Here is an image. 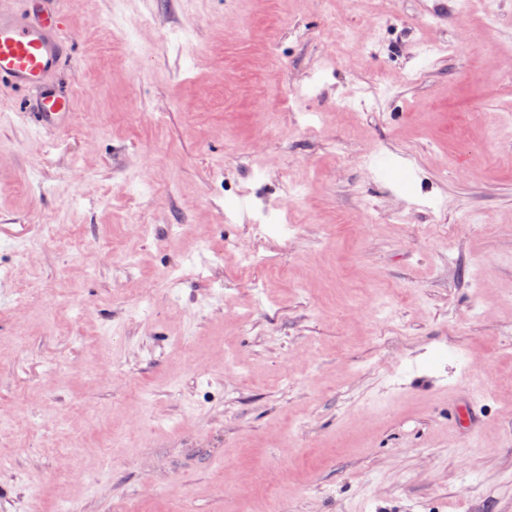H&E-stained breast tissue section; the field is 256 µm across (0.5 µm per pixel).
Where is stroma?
<instances>
[{
	"mask_svg": "<svg viewBox=\"0 0 512 512\" xmlns=\"http://www.w3.org/2000/svg\"><path fill=\"white\" fill-rule=\"evenodd\" d=\"M58 7L72 126L0 89V512H512V0L477 44L426 0Z\"/></svg>",
	"mask_w": 512,
	"mask_h": 512,
	"instance_id": "1",
	"label": "stroma"
}]
</instances>
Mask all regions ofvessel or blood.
<instances>
[{
  "mask_svg": "<svg viewBox=\"0 0 512 512\" xmlns=\"http://www.w3.org/2000/svg\"><path fill=\"white\" fill-rule=\"evenodd\" d=\"M66 27L64 13L46 19L0 2V84L43 88L40 103L26 113L25 119L51 136L69 127L74 117L72 100L48 85L70 54L71 44L64 36Z\"/></svg>",
  "mask_w": 512,
  "mask_h": 512,
  "instance_id": "b4317fda",
  "label": "vessel or blood"
}]
</instances>
